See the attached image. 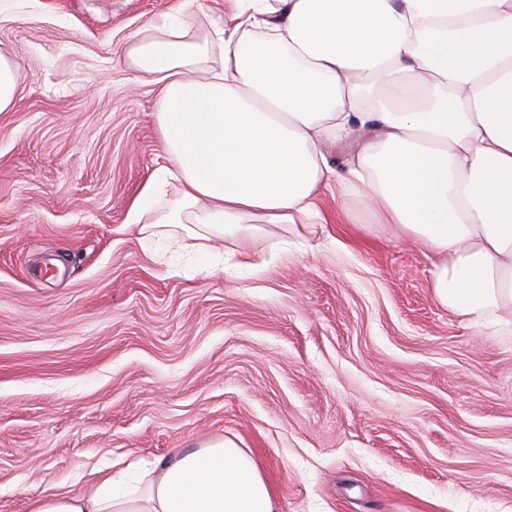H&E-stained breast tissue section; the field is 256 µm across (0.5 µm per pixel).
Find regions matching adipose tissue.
I'll return each instance as SVG.
<instances>
[{
  "instance_id": "1",
  "label": "adipose tissue",
  "mask_w": 512,
  "mask_h": 512,
  "mask_svg": "<svg viewBox=\"0 0 512 512\" xmlns=\"http://www.w3.org/2000/svg\"><path fill=\"white\" fill-rule=\"evenodd\" d=\"M152 26L126 50L160 91L162 165L126 218L142 240L251 245L329 222L361 202L433 257L436 301L471 327L512 325V0H224L199 36ZM354 144L345 171L328 151ZM31 512H280L231 438L113 462L83 493Z\"/></svg>"
}]
</instances>
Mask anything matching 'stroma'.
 <instances>
[{"instance_id": "obj_1", "label": "stroma", "mask_w": 512, "mask_h": 512, "mask_svg": "<svg viewBox=\"0 0 512 512\" xmlns=\"http://www.w3.org/2000/svg\"><path fill=\"white\" fill-rule=\"evenodd\" d=\"M179 3L0 0V512L227 437L280 512H512V332L441 306L396 226L218 272L126 229L160 158L123 50ZM18 82L13 60L0 50V112H9L18 96Z\"/></svg>"}]
</instances>
